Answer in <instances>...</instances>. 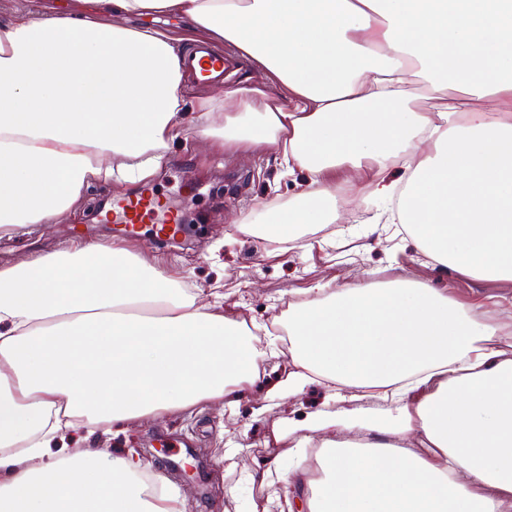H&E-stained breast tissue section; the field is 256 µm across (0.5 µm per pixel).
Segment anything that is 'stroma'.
<instances>
[{"instance_id":"1","label":"stroma","mask_w":512,"mask_h":512,"mask_svg":"<svg viewBox=\"0 0 512 512\" xmlns=\"http://www.w3.org/2000/svg\"><path fill=\"white\" fill-rule=\"evenodd\" d=\"M188 118L185 134L148 183L167 210L190 223L186 244L174 249L145 236L130 240L129 246L175 270L181 285L198 292L201 302H210L213 289H221L225 314L263 326L287 321L289 303L309 300L317 284L333 291L348 284L402 280L475 304L480 320L503 326L499 346L512 357V281L474 278L433 262L401 224L374 220V213L387 205L355 177L336 200L341 216L336 223L304 228L291 242H271L259 224L252 233L241 232L242 218L296 202L302 176L284 173L266 147L226 148L223 110L203 119L192 111ZM134 192L123 182L91 184L77 215L54 224H29L0 238V267L64 249L77 236L112 244L100 201ZM323 394L318 385L273 401L254 393L234 406L133 422L111 446L158 465L179 489L183 512H263L266 492L260 483L244 481V474L260 472L273 461L286 471L298 466L288 453L295 438L277 437L276 431L283 421L302 422L321 409ZM194 454L205 465L202 486L179 472Z\"/></svg>"}]
</instances>
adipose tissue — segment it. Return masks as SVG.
<instances>
[{"mask_svg": "<svg viewBox=\"0 0 512 512\" xmlns=\"http://www.w3.org/2000/svg\"><path fill=\"white\" fill-rule=\"evenodd\" d=\"M149 16L253 60L276 90L228 88L224 144L266 145L309 182L261 214L292 239L332 221L337 170L368 174L434 262L512 279V0H76L0 21V237L68 215L91 183L155 174L185 132L183 53ZM454 87L411 108L402 87ZM409 160L399 179L392 157ZM291 366L267 398L330 384L387 390L385 415L321 410L285 425L315 470L294 478L309 512H512V358L471 306L408 282L350 284L290 306ZM255 345L132 250L78 240L0 268V512H179L136 453L89 447L123 424L234 403ZM413 435L418 447L349 441ZM82 451L68 452L69 444Z\"/></svg>", "mask_w": 512, "mask_h": 512, "instance_id": "obj_1", "label": "adipose tissue"}]
</instances>
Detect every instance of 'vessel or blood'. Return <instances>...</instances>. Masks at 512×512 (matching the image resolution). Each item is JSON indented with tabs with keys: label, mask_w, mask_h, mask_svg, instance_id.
I'll return each mask as SVG.
<instances>
[{
	"label": "vessel or blood",
	"mask_w": 512,
	"mask_h": 512,
	"mask_svg": "<svg viewBox=\"0 0 512 512\" xmlns=\"http://www.w3.org/2000/svg\"><path fill=\"white\" fill-rule=\"evenodd\" d=\"M229 61L224 53L205 46L195 47L185 58V67L201 84L223 79ZM112 222L117 234L133 237L143 229H151L156 238L174 237L182 230L175 224L169 211L159 205L155 194L139 198H124L112 205Z\"/></svg>",
	"instance_id": "vessel-or-blood-1"
}]
</instances>
